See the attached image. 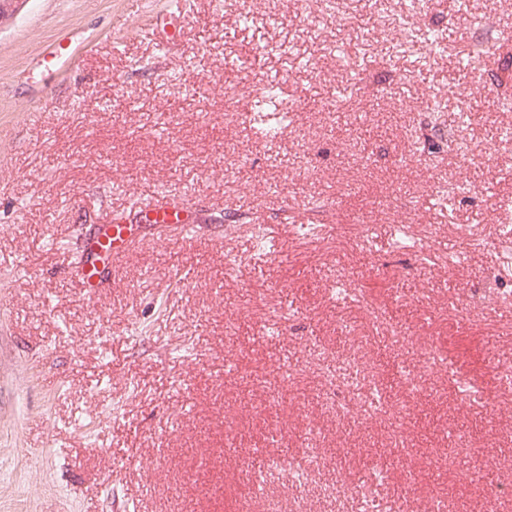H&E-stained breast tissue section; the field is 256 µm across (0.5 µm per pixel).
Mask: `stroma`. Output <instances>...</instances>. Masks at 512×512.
<instances>
[{
	"instance_id": "obj_1",
	"label": "stroma",
	"mask_w": 512,
	"mask_h": 512,
	"mask_svg": "<svg viewBox=\"0 0 512 512\" xmlns=\"http://www.w3.org/2000/svg\"><path fill=\"white\" fill-rule=\"evenodd\" d=\"M5 10L0 512H334L323 489L341 483L372 487L381 512L442 495L512 512L492 498L512 484V307L456 314L487 275L512 283L497 224L512 0L413 17L404 0ZM429 29L446 55L421 43ZM493 36L502 61L459 75L453 53ZM59 42L75 51L61 69L44 61ZM269 82L291 109L275 138L241 105ZM436 94L446 112L429 111ZM451 127L466 158L440 145ZM161 197L197 217L194 238L144 223ZM118 220L132 243L85 295L86 246ZM353 355L404 447L380 417L327 403L321 364ZM463 441L474 452L441 467Z\"/></svg>"
}]
</instances>
